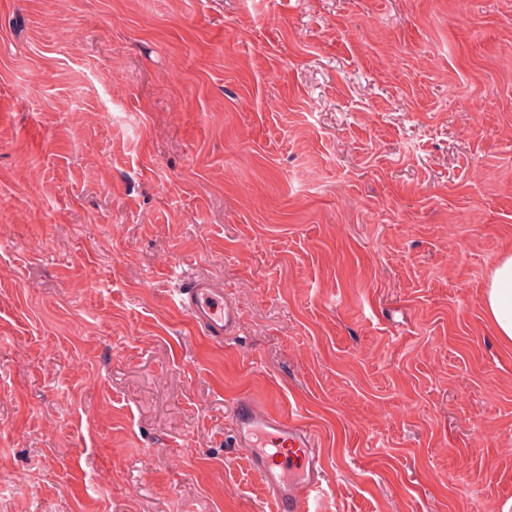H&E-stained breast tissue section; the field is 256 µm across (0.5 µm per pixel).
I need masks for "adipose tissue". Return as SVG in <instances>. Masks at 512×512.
I'll use <instances>...</instances> for the list:
<instances>
[{"label":"adipose tissue","instance_id":"1","mask_svg":"<svg viewBox=\"0 0 512 512\" xmlns=\"http://www.w3.org/2000/svg\"><path fill=\"white\" fill-rule=\"evenodd\" d=\"M481 304L495 336L512 347V250L497 261L483 289Z\"/></svg>","mask_w":512,"mask_h":512}]
</instances>
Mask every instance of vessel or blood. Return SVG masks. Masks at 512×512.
Returning a JSON list of instances; mask_svg holds the SVG:
<instances>
[{
	"label": "vessel or blood",
	"mask_w": 512,
	"mask_h": 512,
	"mask_svg": "<svg viewBox=\"0 0 512 512\" xmlns=\"http://www.w3.org/2000/svg\"><path fill=\"white\" fill-rule=\"evenodd\" d=\"M170 276L181 283L173 298L175 308L199 335L215 342L239 335L242 312L227 287L204 277L184 279L176 268ZM230 432L234 448L247 456L261 476L271 512H310L325 481L312 433L298 419L251 394L236 399Z\"/></svg>",
	"instance_id": "1"
}]
</instances>
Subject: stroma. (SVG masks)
I'll use <instances>...</instances> for the list:
<instances>
[{"mask_svg":"<svg viewBox=\"0 0 512 512\" xmlns=\"http://www.w3.org/2000/svg\"><path fill=\"white\" fill-rule=\"evenodd\" d=\"M508 249L512 0H0V512H268L243 394L311 512H503ZM481 304L495 336L512 347V250L497 261L483 289ZM176 310L201 336L223 342L239 336L242 312L233 293L223 283L194 277L176 289ZM230 437L262 478L271 512H310L325 481V469L312 433L260 398L236 399Z\"/></svg>","mask_w":512,"mask_h":512,"instance_id":"1","label":"stroma"}]
</instances>
